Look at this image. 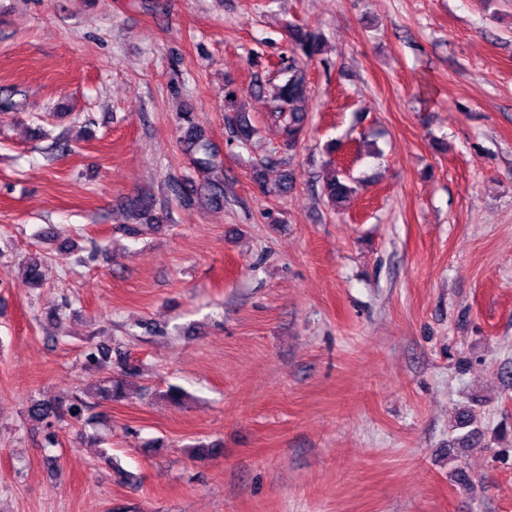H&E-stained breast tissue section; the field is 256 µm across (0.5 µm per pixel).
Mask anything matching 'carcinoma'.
Masks as SVG:
<instances>
[{"instance_id": "cac0c4a2", "label": "carcinoma", "mask_w": 512, "mask_h": 512, "mask_svg": "<svg viewBox=\"0 0 512 512\" xmlns=\"http://www.w3.org/2000/svg\"><path fill=\"white\" fill-rule=\"evenodd\" d=\"M325 43L321 33L307 25H293L288 29V55L282 58L279 69L282 80L271 85L269 96L271 107L269 118L278 126L282 136V147L274 148L272 154L254 167V179L267 195H284L296 186L297 178L289 162L279 154L281 149L293 151L302 141L308 124V113L305 102L309 94V82L305 62L312 61L324 54ZM181 120L187 125L184 143L193 156L195 167L202 175L208 189L206 200L212 204L224 201V178H213L222 166L218 151L205 137L202 130L194 122L191 113L181 114ZM256 128L243 113H237L232 124V140L245 145L251 141ZM280 169L279 178L274 187H268L266 171ZM356 192L354 178L350 172L336 166L331 177L324 180L321 195L331 209L342 208ZM128 210L137 220L135 224H127L124 231L131 237L145 234L156 223L152 214V204L145 200H133L128 203ZM139 368L131 363L122 364L121 376L117 379L108 377L96 388V395L107 400H119L126 395V381L138 375ZM85 407L84 401L76 398L68 405L42 399L33 401L28 408L29 418L47 427L67 417L76 418Z\"/></svg>"}]
</instances>
